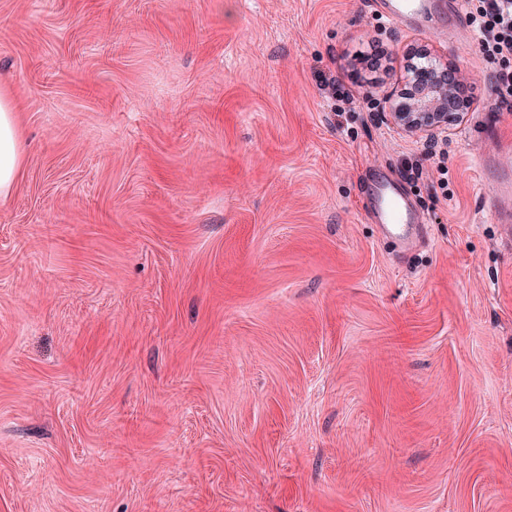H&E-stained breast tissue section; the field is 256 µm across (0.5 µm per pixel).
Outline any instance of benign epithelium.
<instances>
[{
  "instance_id": "benign-epithelium-1",
  "label": "benign epithelium",
  "mask_w": 512,
  "mask_h": 512,
  "mask_svg": "<svg viewBox=\"0 0 512 512\" xmlns=\"http://www.w3.org/2000/svg\"><path fill=\"white\" fill-rule=\"evenodd\" d=\"M421 59L413 74L386 97V112L398 129L433 137L462 125L470 103L462 95L464 79L459 70L431 51L420 48Z\"/></svg>"
}]
</instances>
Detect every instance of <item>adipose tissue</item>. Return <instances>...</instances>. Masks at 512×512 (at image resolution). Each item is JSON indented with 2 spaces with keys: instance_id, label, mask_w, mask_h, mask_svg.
Listing matches in <instances>:
<instances>
[{
  "instance_id": "ef3b65f1",
  "label": "adipose tissue",
  "mask_w": 512,
  "mask_h": 512,
  "mask_svg": "<svg viewBox=\"0 0 512 512\" xmlns=\"http://www.w3.org/2000/svg\"><path fill=\"white\" fill-rule=\"evenodd\" d=\"M23 164V132L13 95L0 86V198L10 194Z\"/></svg>"
}]
</instances>
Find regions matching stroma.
<instances>
[{
	"label": "stroma",
	"instance_id": "stroma-1",
	"mask_svg": "<svg viewBox=\"0 0 512 512\" xmlns=\"http://www.w3.org/2000/svg\"><path fill=\"white\" fill-rule=\"evenodd\" d=\"M374 2L0 0V512H512V112ZM420 47L472 89L435 144L367 103ZM23 164V132L13 95L0 86V198L10 194ZM370 205L388 236L406 241L423 232V226L415 224L417 218L409 210L405 197L391 181L381 179L376 183Z\"/></svg>",
	"mask_w": 512,
	"mask_h": 512
}]
</instances>
